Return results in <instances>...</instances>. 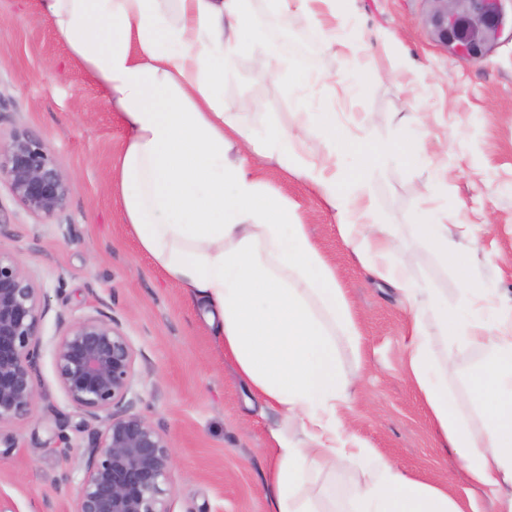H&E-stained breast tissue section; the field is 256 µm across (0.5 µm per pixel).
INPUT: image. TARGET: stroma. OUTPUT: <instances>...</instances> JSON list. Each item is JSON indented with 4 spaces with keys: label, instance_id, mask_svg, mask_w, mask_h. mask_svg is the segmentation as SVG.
Returning a JSON list of instances; mask_svg holds the SVG:
<instances>
[{
    "label": "stroma",
    "instance_id": "obj_1",
    "mask_svg": "<svg viewBox=\"0 0 512 512\" xmlns=\"http://www.w3.org/2000/svg\"><path fill=\"white\" fill-rule=\"evenodd\" d=\"M255 12L280 39L310 43L285 54L273 76L257 73L256 55L240 58L224 78L226 100L242 104L258 128L292 126L288 78L318 73L305 88V109L332 112L349 133L366 124L380 147L402 138V117L429 115L426 144L448 182L435 204L449 223L470 225L477 243L467 275L441 268L416 250L418 190L428 172L387 162L371 187L398 253L418 275L456 299L466 283L512 299V33L487 58L449 54L424 23L427 0H337L347 12L346 41L373 50L372 73L354 70L343 52L325 51L305 17L280 18L269 0ZM36 0H0V137L26 131L46 146L74 185L59 219L29 215L0 184V250L16 254L47 304L37 365L39 400L19 423L0 426V494L17 512H74L84 460L79 453L97 422H84L61 389L53 344L57 317L106 314L135 351L131 410L165 434L173 449L169 512H265L273 460L267 451L277 415L249 393L233 361L195 303L140 251L108 192L112 161L127 131L101 87L76 63L52 27L34 19ZM270 188L296 203L321 253L336 269L364 336L360 355L340 348L347 371L360 373L353 429L368 446L416 478L473 496L478 512L494 503L473 491L461 468L443 458L426 407L407 378L401 339L407 313L396 288L373 279L345 244L326 203L296 175L265 166Z\"/></svg>",
    "mask_w": 512,
    "mask_h": 512
}]
</instances>
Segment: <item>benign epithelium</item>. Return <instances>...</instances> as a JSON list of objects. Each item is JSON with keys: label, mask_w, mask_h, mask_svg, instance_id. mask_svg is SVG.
<instances>
[{"label": "benign epithelium", "mask_w": 512, "mask_h": 512, "mask_svg": "<svg viewBox=\"0 0 512 512\" xmlns=\"http://www.w3.org/2000/svg\"><path fill=\"white\" fill-rule=\"evenodd\" d=\"M425 17L455 56L482 59L506 28L505 0H430ZM37 218L62 214L73 192L45 145L27 132L0 139V181ZM46 306L21 260L0 250V425L27 419L37 403L35 369ZM55 373L68 401L101 424L82 448L75 512H169L172 451L167 438L130 412L135 351L111 317L59 319Z\"/></svg>", "instance_id": "1"}]
</instances>
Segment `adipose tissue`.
<instances>
[{"label": "adipose tissue", "instance_id": "1", "mask_svg": "<svg viewBox=\"0 0 512 512\" xmlns=\"http://www.w3.org/2000/svg\"><path fill=\"white\" fill-rule=\"evenodd\" d=\"M330 2L272 0L280 16L304 14L328 50L345 24ZM37 15L128 132L109 191L140 250L197 299L242 378L280 418L270 431L267 512H477L474 500L415 479L354 433L361 377L344 370L336 344L357 355L363 335L297 205L264 180L267 161L303 178L365 270L400 291L409 312L406 371L440 446L496 512H512V316L482 289H462L452 304L420 281L397 256L371 190L384 163L424 154L425 115L386 153L346 134L332 112L300 111L291 129L247 124L223 87L264 34L252 0H38ZM313 137L323 156L310 153ZM347 155L366 161L346 169ZM419 199L427 211L416 244L465 268L473 239L452 233L447 215L430 208L429 185ZM459 348L478 353L462 389L448 368ZM339 468L359 476L342 498L315 482Z\"/></svg>", "mask_w": 512, "mask_h": 512}]
</instances>
